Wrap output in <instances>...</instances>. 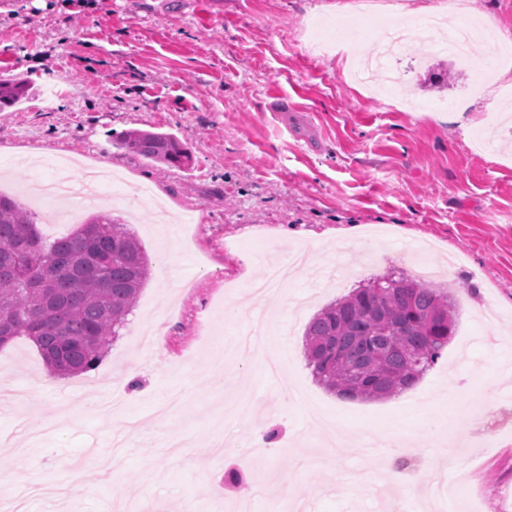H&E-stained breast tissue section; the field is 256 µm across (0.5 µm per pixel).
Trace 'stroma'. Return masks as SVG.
Returning <instances> with one entry per match:
<instances>
[{
  "label": "stroma",
  "instance_id": "1",
  "mask_svg": "<svg viewBox=\"0 0 512 512\" xmlns=\"http://www.w3.org/2000/svg\"><path fill=\"white\" fill-rule=\"evenodd\" d=\"M487 28L512 37V0H468ZM357 15L354 0H0V78L40 91L67 82L48 110L0 112V192L37 214L45 237L68 234L70 201L51 222L35 196L50 178L42 159L66 156L151 185L174 214L193 217L195 237L163 222L123 187L82 204L128 221L145 243L152 275L120 336L92 371L45 385L50 369L36 344L16 337L0 348V387L24 389L23 408L0 402V438L26 444L0 490L23 512H398L377 469L384 448L362 455L335 447L337 432H396L420 449L414 512H443L431 495L444 476L469 487L456 512H512V98L494 71L461 68L448 53L402 57L391 91L352 72L381 30L328 52L312 29ZM446 71L448 85L435 75ZM498 96L488 112L483 98ZM297 111L274 119L272 97ZM473 110L457 113L462 102ZM173 133L192 153L190 169L147 161L117 136ZM322 241L312 249L313 241ZM461 262L451 288L456 330L410 398L350 401L313 380L303 332L322 306L384 274L411 275L416 251ZM294 249L309 256L277 293L250 290ZM238 305L236 318L224 316ZM158 331L161 347H143ZM290 361L270 376L271 350ZM136 378H129V370ZM299 386L330 419L314 428L290 400ZM118 397L114 414L87 416L90 398ZM493 407L487 423L449 434L452 407ZM276 438L255 451L253 425Z\"/></svg>",
  "mask_w": 512,
  "mask_h": 512
}]
</instances>
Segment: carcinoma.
<instances>
[{
	"label": "carcinoma",
	"mask_w": 512,
	"mask_h": 512,
	"mask_svg": "<svg viewBox=\"0 0 512 512\" xmlns=\"http://www.w3.org/2000/svg\"><path fill=\"white\" fill-rule=\"evenodd\" d=\"M28 95L27 82L0 79V110ZM119 144L170 167L192 164L189 149L169 132L133 131ZM149 276L141 240L120 218L96 214L49 239L32 213L0 193V347L27 336L54 371L87 373L119 336ZM456 321L448 292L385 275L315 313L304 355L328 392L380 401L412 388L437 364Z\"/></svg>",
	"instance_id": "obj_1"
}]
</instances>
